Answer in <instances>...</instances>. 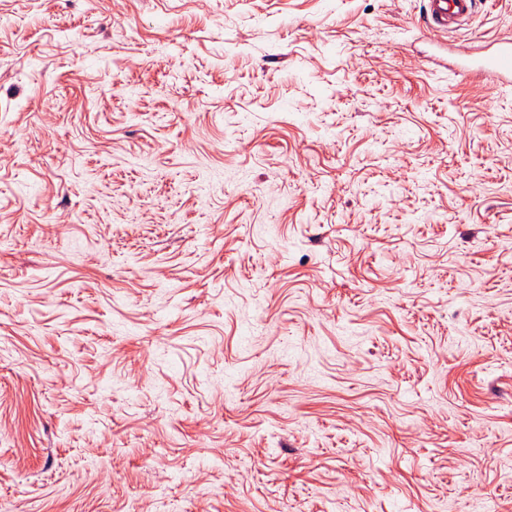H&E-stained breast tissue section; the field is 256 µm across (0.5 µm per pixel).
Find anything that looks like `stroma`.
<instances>
[{"label":"stroma","instance_id":"35a3bbf8","mask_svg":"<svg viewBox=\"0 0 512 512\" xmlns=\"http://www.w3.org/2000/svg\"><path fill=\"white\" fill-rule=\"evenodd\" d=\"M424 0H0V512H512V86Z\"/></svg>","mask_w":512,"mask_h":512}]
</instances>
